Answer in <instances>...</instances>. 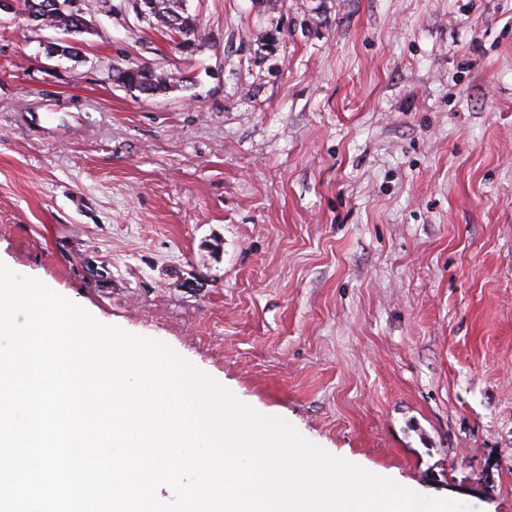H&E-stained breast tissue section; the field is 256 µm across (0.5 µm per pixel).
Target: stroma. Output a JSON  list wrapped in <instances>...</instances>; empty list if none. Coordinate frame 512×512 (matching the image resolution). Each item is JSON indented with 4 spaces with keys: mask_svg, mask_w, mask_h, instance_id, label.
<instances>
[{
    "mask_svg": "<svg viewBox=\"0 0 512 512\" xmlns=\"http://www.w3.org/2000/svg\"><path fill=\"white\" fill-rule=\"evenodd\" d=\"M81 6L72 57L0 15V262L333 456L512 512V0H188L192 51ZM137 66L177 82L113 81Z\"/></svg>",
    "mask_w": 512,
    "mask_h": 512,
    "instance_id": "stroma-1",
    "label": "stroma"
}]
</instances>
